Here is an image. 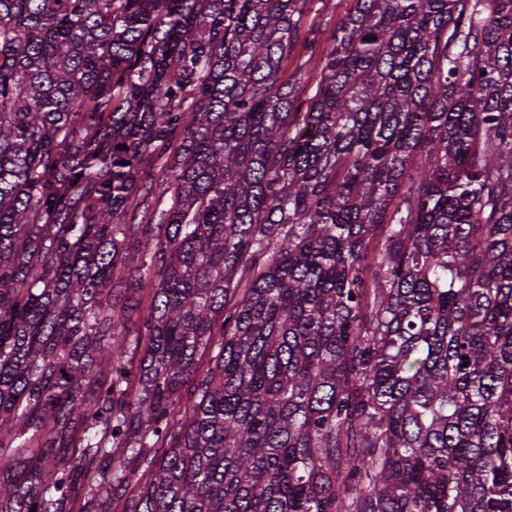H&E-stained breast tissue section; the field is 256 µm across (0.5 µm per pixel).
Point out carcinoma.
I'll return each mask as SVG.
<instances>
[{
    "label": "carcinoma",
    "mask_w": 512,
    "mask_h": 512,
    "mask_svg": "<svg viewBox=\"0 0 512 512\" xmlns=\"http://www.w3.org/2000/svg\"><path fill=\"white\" fill-rule=\"evenodd\" d=\"M310 2L0 0V512H512V0ZM352 0H314L309 20L315 27L334 29L352 6ZM327 49L326 44L316 42L310 45L299 44L284 66V78L293 83L296 90L305 95H313L316 90L315 80L308 79L319 68L320 60Z\"/></svg>",
    "instance_id": "carcinoma-1"
}]
</instances>
